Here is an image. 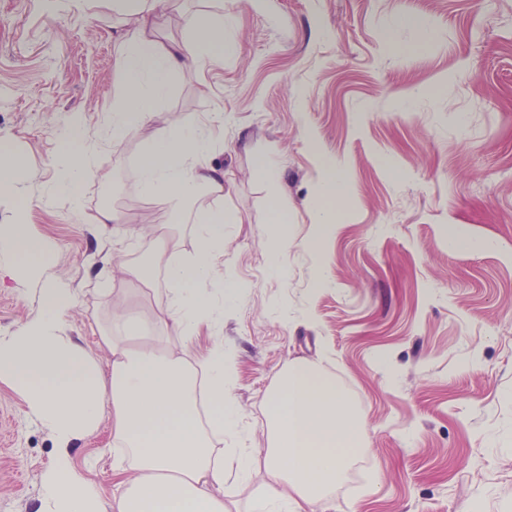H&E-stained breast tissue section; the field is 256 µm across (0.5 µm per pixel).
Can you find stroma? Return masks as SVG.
I'll return each instance as SVG.
<instances>
[{"label":"stroma","mask_w":512,"mask_h":512,"mask_svg":"<svg viewBox=\"0 0 512 512\" xmlns=\"http://www.w3.org/2000/svg\"><path fill=\"white\" fill-rule=\"evenodd\" d=\"M203 14L224 18L222 60L175 81L158 119L210 122L223 163L225 282L241 297L217 331L230 391L254 437L277 376L306 361L334 375L364 420L357 475L314 512H512V0H177L168 35L183 40ZM110 0H0V144L23 172L26 222L53 250L47 276L78 306L68 334L100 365L114 295L155 321L164 270L148 283L104 274L121 253L139 264L155 224L195 249L192 222L171 224L145 196L147 131L105 134L121 89ZM101 138L100 174L80 183L81 211L56 193L57 133L74 117ZM273 163L276 186L260 179ZM352 194L319 251L305 241L328 165ZM288 207L292 243L270 242L273 197ZM124 224H97L104 204ZM491 240L449 250V228ZM280 273H273V264ZM323 286H316V279ZM39 312L28 285L0 288V333ZM495 441H488V434ZM50 431L0 382V512H36L54 455ZM109 420L78 439L76 467L112 484Z\"/></svg>","instance_id":"obj_1"}]
</instances>
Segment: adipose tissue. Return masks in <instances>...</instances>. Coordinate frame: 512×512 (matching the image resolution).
I'll use <instances>...</instances> for the list:
<instances>
[{"instance_id": "adipose-tissue-1", "label": "adipose tissue", "mask_w": 512, "mask_h": 512, "mask_svg": "<svg viewBox=\"0 0 512 512\" xmlns=\"http://www.w3.org/2000/svg\"><path fill=\"white\" fill-rule=\"evenodd\" d=\"M167 0H113L124 21L112 30L121 50L116 68L123 80L112 105L109 136L153 127L157 107L176 77L202 62L224 56V20L201 16L188 40L169 48L155 36ZM213 138L207 126L189 122L157 130L140 163L142 192L165 206L170 223L195 215L197 249L185 263L170 255L175 242L151 233L148 262L112 265L111 273L147 279L164 268L170 285L158 305L160 319L184 342L214 331L225 305L239 296L216 271L224 256L223 207L198 208L200 198L222 192V165L210 162ZM97 146L81 121L59 140L56 185L81 208L79 181L95 174ZM349 197L345 177L328 168L316 200L319 223L306 246L319 251L333 230L335 209ZM52 250L16 221L0 225V281L27 273L39 288L38 316L11 334L0 335V382L25 400L29 415L51 432L56 452L41 475L37 512H230L224 501L228 480L250 482L264 471L255 512H306L340 479L360 447L361 421L352 412L335 376L306 364L283 371L266 400V445L254 447L229 389L224 344L215 341L206 356L190 363L150 336L124 302L114 305L113 322L122 335L103 329L111 353L108 369L67 333L75 296L64 280L47 278ZM109 418L112 438L125 454L112 464L122 489L105 503L103 487L89 483L72 463L71 444ZM237 439L238 447L217 448L214 438Z\"/></svg>"}]
</instances>
